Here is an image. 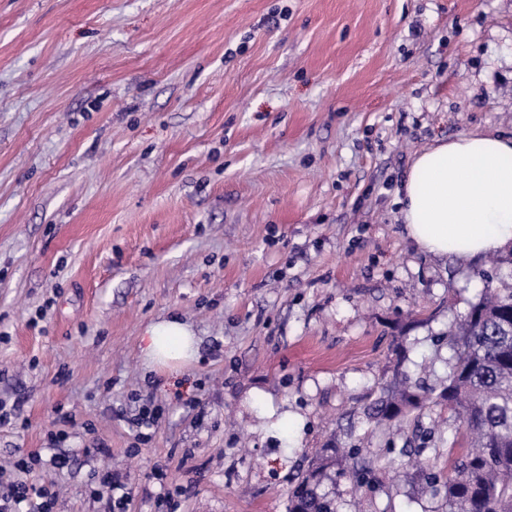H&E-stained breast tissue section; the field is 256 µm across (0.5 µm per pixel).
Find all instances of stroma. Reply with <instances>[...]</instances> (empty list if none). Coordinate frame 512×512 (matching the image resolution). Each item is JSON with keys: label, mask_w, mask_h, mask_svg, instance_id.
<instances>
[{"label": "stroma", "mask_w": 512, "mask_h": 512, "mask_svg": "<svg viewBox=\"0 0 512 512\" xmlns=\"http://www.w3.org/2000/svg\"><path fill=\"white\" fill-rule=\"evenodd\" d=\"M470 133L512 134V0H0V495L37 454L54 512H111L98 471L127 512H287L357 444L383 488L338 478L341 512H445L364 410L439 386L512 278L421 252L394 203ZM173 316L198 358L147 366Z\"/></svg>", "instance_id": "obj_1"}]
</instances>
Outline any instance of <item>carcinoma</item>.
Instances as JSON below:
<instances>
[{"label":"carcinoma","instance_id":"carcinoma-1","mask_svg":"<svg viewBox=\"0 0 512 512\" xmlns=\"http://www.w3.org/2000/svg\"><path fill=\"white\" fill-rule=\"evenodd\" d=\"M454 356L438 392L459 424L448 423V473L430 461L421 469L422 489L442 496L447 512H512V283L483 290L451 333ZM435 389L423 380L394 391L388 387L368 404L370 418L400 428L411 411L425 408ZM362 449L313 460L297 484L304 512H339L336 499L320 490L340 476L372 489V469L358 462ZM352 466L336 469L339 458Z\"/></svg>","mask_w":512,"mask_h":512}]
</instances>
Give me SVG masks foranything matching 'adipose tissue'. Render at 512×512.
Here are the masks:
<instances>
[{
    "label": "adipose tissue",
    "instance_id": "1",
    "mask_svg": "<svg viewBox=\"0 0 512 512\" xmlns=\"http://www.w3.org/2000/svg\"><path fill=\"white\" fill-rule=\"evenodd\" d=\"M408 236L425 253L469 260L512 245V136L473 133L418 152L396 191ZM197 338L179 318L151 325L145 358L185 363Z\"/></svg>",
    "mask_w": 512,
    "mask_h": 512
}]
</instances>
